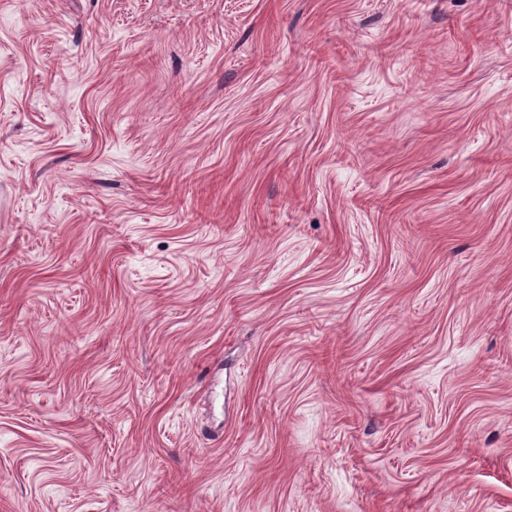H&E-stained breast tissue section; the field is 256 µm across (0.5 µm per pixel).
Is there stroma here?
I'll list each match as a JSON object with an SVG mask.
<instances>
[{
    "instance_id": "35a3bbf8",
    "label": "stroma",
    "mask_w": 512,
    "mask_h": 512,
    "mask_svg": "<svg viewBox=\"0 0 512 512\" xmlns=\"http://www.w3.org/2000/svg\"><path fill=\"white\" fill-rule=\"evenodd\" d=\"M0 512H512V0H0Z\"/></svg>"
}]
</instances>
